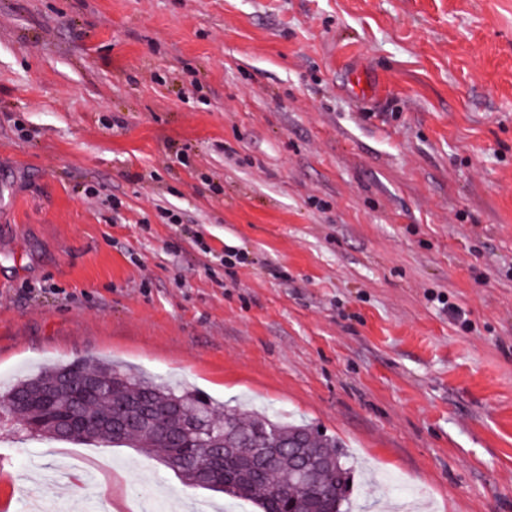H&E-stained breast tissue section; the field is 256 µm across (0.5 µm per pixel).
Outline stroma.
<instances>
[{
	"mask_svg": "<svg viewBox=\"0 0 512 512\" xmlns=\"http://www.w3.org/2000/svg\"><path fill=\"white\" fill-rule=\"evenodd\" d=\"M91 355L335 436L351 512H512V0H0V382ZM0 455V512H254Z\"/></svg>",
	"mask_w": 512,
	"mask_h": 512,
	"instance_id": "1",
	"label": "stroma"
}]
</instances>
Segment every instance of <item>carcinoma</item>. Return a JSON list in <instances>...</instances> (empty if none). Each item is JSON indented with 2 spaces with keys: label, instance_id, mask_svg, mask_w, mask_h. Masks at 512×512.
<instances>
[{
  "label": "carcinoma",
  "instance_id": "1",
  "mask_svg": "<svg viewBox=\"0 0 512 512\" xmlns=\"http://www.w3.org/2000/svg\"><path fill=\"white\" fill-rule=\"evenodd\" d=\"M86 379L99 381L104 390L81 406L95 429L90 434L76 436L75 440L79 442L101 441L114 446L141 448L156 455L166 466L175 455L188 462L196 457L199 425L203 423L213 432L210 443L224 449L227 458L235 455L236 449L257 442L279 449L277 457L268 464L265 475L260 477L244 469H236L234 462L229 460L226 467L228 478L224 479L221 493L251 500L260 512H274L277 507H289L291 512H306L308 499L306 493L299 490L302 481L300 462L292 455V449L300 448L304 460H324V465L314 473L324 512H342L350 500L354 469L347 465L349 456L336 438L319 435L306 424L288 422L279 417L260 414L245 422L234 411L219 415L212 401L197 391L165 386L97 358L47 366L18 380L0 392V414H18L14 426L19 433L55 440L57 436L51 422H43L37 429L30 427L33 416L29 415V408L16 402L17 396L53 390L57 410L66 411L73 401L71 391L63 388L62 384L67 381L77 384ZM133 407H146L162 414V425H133L124 438H114L112 414ZM264 428L273 430L271 439L259 442L257 434Z\"/></svg>",
  "mask_w": 512,
  "mask_h": 512
}]
</instances>
